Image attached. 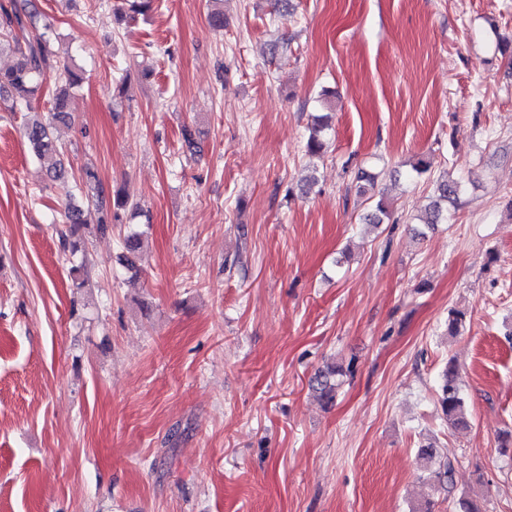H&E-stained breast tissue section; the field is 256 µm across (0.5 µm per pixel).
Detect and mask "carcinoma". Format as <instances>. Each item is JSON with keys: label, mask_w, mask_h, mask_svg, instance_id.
Wrapping results in <instances>:
<instances>
[{"label": "carcinoma", "mask_w": 512, "mask_h": 512, "mask_svg": "<svg viewBox=\"0 0 512 512\" xmlns=\"http://www.w3.org/2000/svg\"><path fill=\"white\" fill-rule=\"evenodd\" d=\"M53 30L49 23H39L37 15H22L6 8L0 10V51L11 49L17 56L16 64L7 69H0V97L14 103L30 104V100L43 87L48 79H53L54 93L52 107L45 118H34L23 128L24 138L30 151L37 157L50 154L54 157L53 167L49 175L54 181L68 178L71 167L65 161V152L57 144L54 136L56 124L71 121L72 114L68 110L72 90L83 81V72L71 59L59 57L52 47ZM329 125L318 123L310 129L306 142L307 153L319 156L325 148V138ZM84 195L80 205L68 204L64 211L66 223L73 228L93 223L96 214H102L111 208L112 198L106 194L95 173L89 169L82 172ZM459 187L454 182L440 181L437 184V197L432 202L426 223L439 224L445 220L443 203L448 197L458 194ZM144 233L133 231L128 233L123 244L127 251L125 262L133 269L136 263L134 253L140 249ZM345 375L342 368L330 365L319 370L312 380V389L327 404L335 401ZM437 401L448 425L454 428H465L469 425L465 410V399L458 384V371L453 362H448L441 374L437 391ZM418 456L434 465L431 477L443 484L451 476V464L445 460L439 450L432 445L418 449Z\"/></svg>", "instance_id": "carcinoma-1"}]
</instances>
